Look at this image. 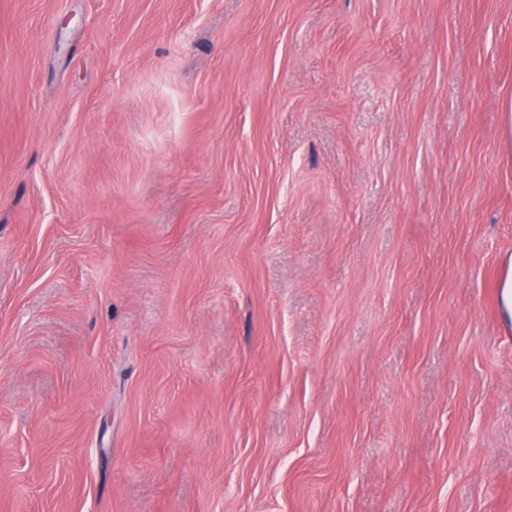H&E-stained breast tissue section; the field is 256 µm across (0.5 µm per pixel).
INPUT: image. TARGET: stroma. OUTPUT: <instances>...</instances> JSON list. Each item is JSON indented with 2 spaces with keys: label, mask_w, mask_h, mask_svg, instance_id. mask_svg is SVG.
<instances>
[{
  "label": "stroma",
  "mask_w": 512,
  "mask_h": 512,
  "mask_svg": "<svg viewBox=\"0 0 512 512\" xmlns=\"http://www.w3.org/2000/svg\"><path fill=\"white\" fill-rule=\"evenodd\" d=\"M512 0H0V512H512Z\"/></svg>",
  "instance_id": "1"
}]
</instances>
